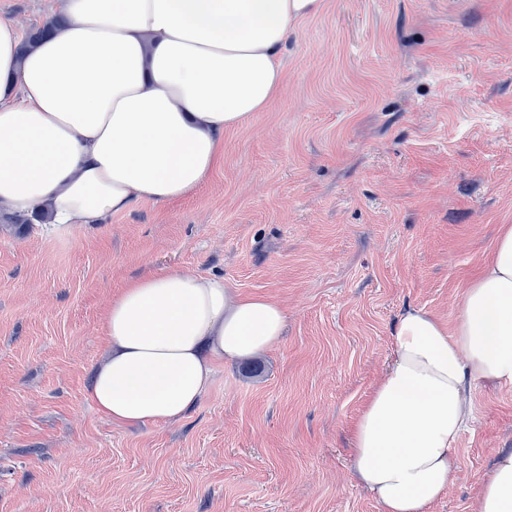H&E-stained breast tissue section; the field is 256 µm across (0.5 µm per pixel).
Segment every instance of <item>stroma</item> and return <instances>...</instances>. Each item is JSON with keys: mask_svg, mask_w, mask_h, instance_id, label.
Here are the masks:
<instances>
[{"mask_svg": "<svg viewBox=\"0 0 512 512\" xmlns=\"http://www.w3.org/2000/svg\"><path fill=\"white\" fill-rule=\"evenodd\" d=\"M58 0H0L21 33ZM266 110L191 195L97 224L0 221V512H379L350 434L407 307L453 324L512 225V0H324ZM223 279L287 315L181 419L118 424L89 387L130 281ZM431 512H471L512 448V384L477 385Z\"/></svg>", "mask_w": 512, "mask_h": 512, "instance_id": "obj_1", "label": "stroma"}]
</instances>
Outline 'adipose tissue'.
I'll list each match as a JSON object with an SVG mask.
<instances>
[{
	"label": "adipose tissue",
	"instance_id": "adipose-tissue-1",
	"mask_svg": "<svg viewBox=\"0 0 512 512\" xmlns=\"http://www.w3.org/2000/svg\"><path fill=\"white\" fill-rule=\"evenodd\" d=\"M324 0H63L62 25L20 53L0 18V202L56 224H97L200 187L224 133L279 93V56ZM287 315L223 281L179 272L131 281L108 308L109 359L90 397L117 423L161 424L190 410L217 362L281 339ZM394 360L351 432L354 470L381 512H428L459 467L476 384L512 383V225L466 288L453 325L407 308ZM472 512H512V449Z\"/></svg>",
	"mask_w": 512,
	"mask_h": 512
}]
</instances>
